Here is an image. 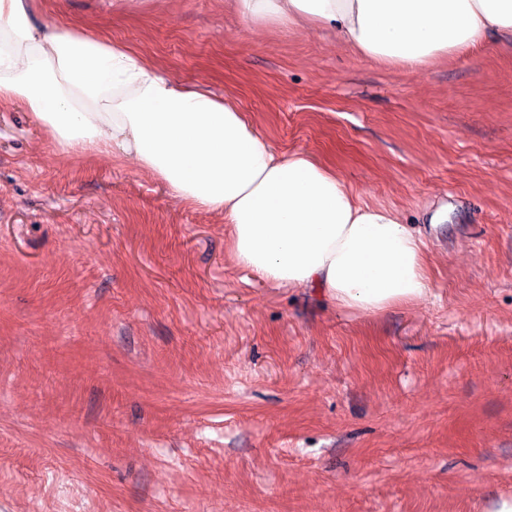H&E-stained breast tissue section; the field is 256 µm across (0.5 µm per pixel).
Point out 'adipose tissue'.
Segmentation results:
<instances>
[{"instance_id":"obj_1","label":"adipose tissue","mask_w":512,"mask_h":512,"mask_svg":"<svg viewBox=\"0 0 512 512\" xmlns=\"http://www.w3.org/2000/svg\"><path fill=\"white\" fill-rule=\"evenodd\" d=\"M256 22L315 27L359 56L418 69L512 36V0H233ZM22 103L64 148L132 160L177 197L222 214L237 264L373 315L430 293L425 243L397 211L358 201L325 163L277 154L230 100L177 83L127 44L39 29L0 0V104Z\"/></svg>"}]
</instances>
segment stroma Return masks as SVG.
Listing matches in <instances>:
<instances>
[{"mask_svg":"<svg viewBox=\"0 0 512 512\" xmlns=\"http://www.w3.org/2000/svg\"><path fill=\"white\" fill-rule=\"evenodd\" d=\"M233 98L427 244L355 314L239 266L222 215L0 106V512H497L512 499V37L416 72L226 0H32Z\"/></svg>","mask_w":512,"mask_h":512,"instance_id":"obj_1","label":"stroma"}]
</instances>
